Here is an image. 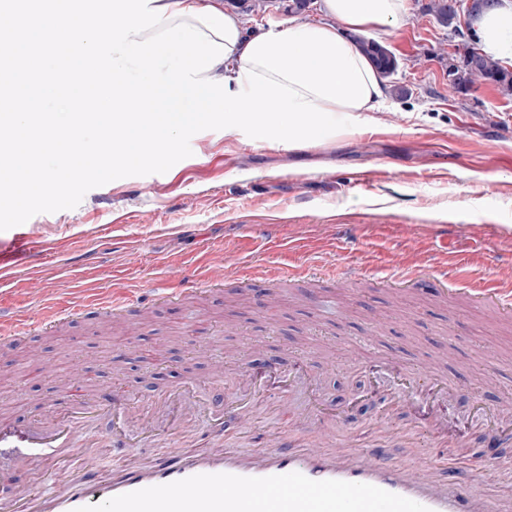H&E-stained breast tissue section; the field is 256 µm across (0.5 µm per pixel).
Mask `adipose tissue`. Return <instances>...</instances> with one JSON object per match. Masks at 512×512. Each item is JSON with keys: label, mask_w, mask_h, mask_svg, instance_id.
<instances>
[{"label": "adipose tissue", "mask_w": 512, "mask_h": 512, "mask_svg": "<svg viewBox=\"0 0 512 512\" xmlns=\"http://www.w3.org/2000/svg\"><path fill=\"white\" fill-rule=\"evenodd\" d=\"M320 21L291 19L280 26L238 34L232 52L210 70L229 78L230 91L248 68L291 86L335 115L367 117L385 111L383 80L350 40L353 32L389 34L409 16V0H323ZM482 48L495 58L512 59V8L483 7L473 20Z\"/></svg>", "instance_id": "adipose-tissue-1"}]
</instances>
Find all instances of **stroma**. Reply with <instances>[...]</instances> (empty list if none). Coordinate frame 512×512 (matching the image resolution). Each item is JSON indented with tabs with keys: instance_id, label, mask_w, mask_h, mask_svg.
<instances>
[{
	"instance_id": "stroma-1",
	"label": "stroma",
	"mask_w": 512,
	"mask_h": 512,
	"mask_svg": "<svg viewBox=\"0 0 512 512\" xmlns=\"http://www.w3.org/2000/svg\"><path fill=\"white\" fill-rule=\"evenodd\" d=\"M405 24L382 37L399 60L395 84L409 90L394 111L353 139L301 151L256 144L239 129L203 130L192 154L167 172L129 176L89 190L72 209L40 213L26 226L38 258L0 284V421L31 430L83 376L84 401L133 408L185 382L191 396L224 399L191 417L167 412L205 444L247 453L266 434L282 446L336 443L385 449L390 463L412 448L380 428L404 429L426 398L412 372L443 366L459 386L436 407L448 423V457L475 465L487 446L477 407L512 402V312L471 298L466 281L440 287L439 266L466 261L473 278H495L512 264V96L493 85L454 88L451 66L477 43L468 14L457 31L409 0ZM246 30L288 20L289 0H221ZM490 182H481V175ZM432 260L419 282L394 293V276L416 253ZM231 256L238 277L212 287L214 261ZM353 261L349 285L321 274ZM314 268L306 279L255 283L257 268ZM132 298L122 315H77L85 301ZM58 313L53 327L18 332L19 323ZM273 361L286 386L264 410L216 437L215 418L239 403L242 372ZM315 400L334 418L290 432L283 403ZM75 455L32 465L0 448V476L33 489L59 488Z\"/></svg>"
}]
</instances>
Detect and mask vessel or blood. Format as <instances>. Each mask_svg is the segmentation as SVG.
Returning <instances> with one entry per match:
<instances>
[{"label": "vessel or blood", "mask_w": 512, "mask_h": 512, "mask_svg": "<svg viewBox=\"0 0 512 512\" xmlns=\"http://www.w3.org/2000/svg\"><path fill=\"white\" fill-rule=\"evenodd\" d=\"M471 291L511 304L512 269ZM410 383L425 394L451 386L444 372L431 367L413 374ZM103 412L72 405L25 441L0 422V448H33L41 459L61 455L80 423ZM412 438L418 452L409 466L390 464L382 448H284L275 435L246 455L234 448H172L147 464L128 458L118 440L112 453L125 465L112 481L96 480L93 451L84 448L78 474L52 496L0 484V512H512L511 492L496 511L481 492L498 478L497 449H488L486 462L464 478L447 463L448 427L435 413L423 418Z\"/></svg>", "instance_id": "obj_1"}]
</instances>
